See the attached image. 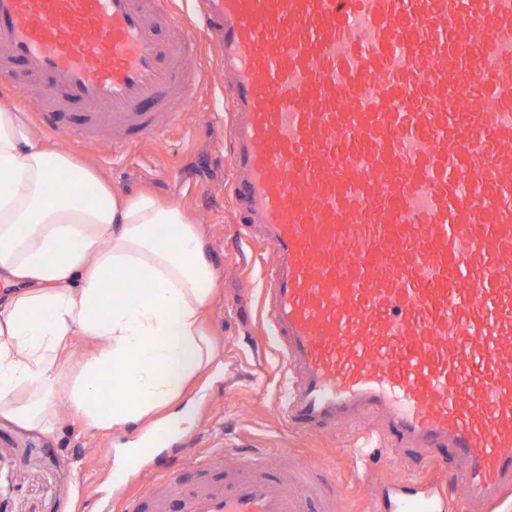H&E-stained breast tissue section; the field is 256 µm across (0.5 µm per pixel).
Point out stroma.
I'll list each match as a JSON object with an SVG mask.
<instances>
[{"mask_svg":"<svg viewBox=\"0 0 512 512\" xmlns=\"http://www.w3.org/2000/svg\"><path fill=\"white\" fill-rule=\"evenodd\" d=\"M207 81V91L186 105L170 132L147 137L135 147L76 145L62 133L47 137L103 172L117 192L134 196L150 190L180 200L200 220L206 252L218 274L208 327L224 369L188 387L184 424L170 427L166 443L136 457L132 467L139 482L154 481L155 456L174 454L186 439L192 454L217 456L226 466L269 451L292 469L322 464L341 492L338 512H381L382 493L373 476L412 482L427 462H405L403 451L377 443L381 421L373 414H361L336 429L298 431L283 424L279 403L286 380L278 353L262 333L259 304V281L271 256L238 233L227 196L226 164L220 159L224 77L212 67ZM132 439L121 431L90 436L75 417L51 435L0 417V512H75L80 496L111 487L113 467L105 458L125 453ZM368 445L375 448L371 457L352 456V449Z\"/></svg>","mask_w":512,"mask_h":512,"instance_id":"obj_1","label":"stroma"}]
</instances>
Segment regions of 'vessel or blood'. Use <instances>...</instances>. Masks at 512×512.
Returning <instances> with one entry per match:
<instances>
[{
  "label": "vessel or blood",
  "instance_id": "vessel-or-blood-1",
  "mask_svg": "<svg viewBox=\"0 0 512 512\" xmlns=\"http://www.w3.org/2000/svg\"><path fill=\"white\" fill-rule=\"evenodd\" d=\"M0 0V74L36 121L131 147L173 126L218 54L232 201L273 264L261 300L297 430L369 409L429 457L393 512L512 497V0ZM463 462L448 470L449 458ZM263 452L176 495L158 482L97 512H335L313 465Z\"/></svg>",
  "mask_w": 512,
  "mask_h": 512
}]
</instances>
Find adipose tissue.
<instances>
[{
	"label": "adipose tissue",
	"mask_w": 512,
	"mask_h": 512,
	"mask_svg": "<svg viewBox=\"0 0 512 512\" xmlns=\"http://www.w3.org/2000/svg\"><path fill=\"white\" fill-rule=\"evenodd\" d=\"M216 278L177 199L113 191L0 100V416L46 434L68 415L96 435L173 421L222 365Z\"/></svg>",
	"instance_id": "1"
}]
</instances>
